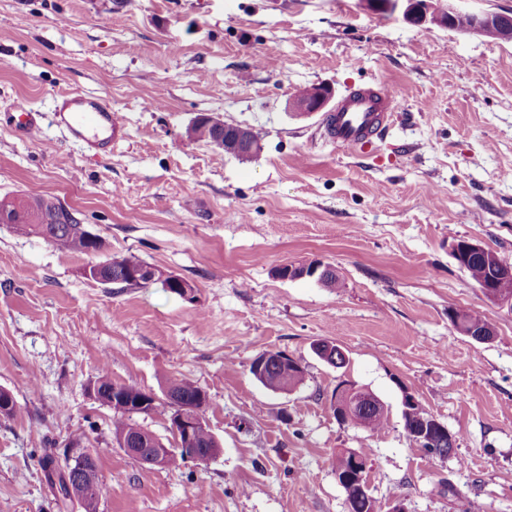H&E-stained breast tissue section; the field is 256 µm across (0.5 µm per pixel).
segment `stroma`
<instances>
[{
    "label": "stroma",
    "mask_w": 512,
    "mask_h": 512,
    "mask_svg": "<svg viewBox=\"0 0 512 512\" xmlns=\"http://www.w3.org/2000/svg\"><path fill=\"white\" fill-rule=\"evenodd\" d=\"M379 83L399 106L384 142L357 153L297 114V90ZM108 97L128 136L94 157L53 127H0V194L77 210L105 242L67 256L0 224V512H59L39 464L72 436L99 460L96 512H348L334 461L366 450L380 512H512V307L488 300L451 252L473 239L512 263V42L371 11L364 0H0V113L49 111L55 94ZM203 114L262 133L238 158L188 139ZM133 254L196 289L88 279L89 261ZM320 262L340 286L284 280ZM453 310L487 316L488 343ZM335 342L337 368L312 350ZM281 351L306 369L274 392L250 364ZM161 394L187 378L221 444L207 465L153 467L112 436L90 386ZM347 380L383 403L373 434L337 421ZM414 394L455 439L428 456L403 427ZM453 485L458 497L444 493Z\"/></svg>",
    "instance_id": "35a3bbf8"
}]
</instances>
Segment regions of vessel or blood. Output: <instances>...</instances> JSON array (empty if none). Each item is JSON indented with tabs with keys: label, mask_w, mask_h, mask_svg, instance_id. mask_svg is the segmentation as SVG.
Returning <instances> with one entry per match:
<instances>
[{
	"label": "vessel or blood",
	"mask_w": 512,
	"mask_h": 512,
	"mask_svg": "<svg viewBox=\"0 0 512 512\" xmlns=\"http://www.w3.org/2000/svg\"><path fill=\"white\" fill-rule=\"evenodd\" d=\"M397 105L396 95L380 84L358 86L325 114L322 126L337 148L355 153L384 137ZM0 121L23 141L38 138L45 126H54L67 140L96 155L111 154L113 146L127 137L126 122L111 102L85 91L71 90L58 95L52 112L22 107L5 113Z\"/></svg>",
	"instance_id": "vessel-or-blood-1"
}]
</instances>
